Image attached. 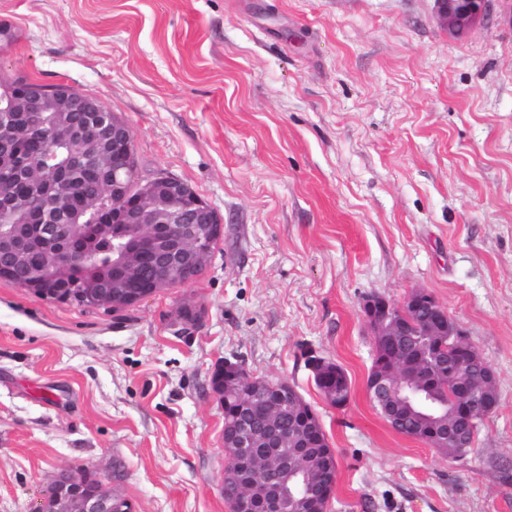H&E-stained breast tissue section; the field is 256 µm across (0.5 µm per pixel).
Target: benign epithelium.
<instances>
[{
    "instance_id": "obj_1",
    "label": "benign epithelium",
    "mask_w": 512,
    "mask_h": 512,
    "mask_svg": "<svg viewBox=\"0 0 512 512\" xmlns=\"http://www.w3.org/2000/svg\"><path fill=\"white\" fill-rule=\"evenodd\" d=\"M493 0H435L436 14L453 37H463L492 10ZM37 108L53 113L55 123L65 128L68 138L78 145L77 158L93 167L108 165L110 156L124 153L130 174L121 179L112 174V212L102 215L98 199L87 203L82 216H103L112 235V277L75 281L59 273L32 271L24 288L50 302L63 300L86 308L118 311L139 303L162 288L187 283L199 276L211 256L216 240L223 235V224L215 210L181 179L159 172L144 179L139 172L133 134L128 125L109 119L98 102L87 96H56L49 104L33 98L29 91L0 95V136L16 142L45 139L44 126H16L9 117L14 112ZM53 157L46 151L41 167L29 176L30 200L38 204L48 196L52 202L34 210L36 224L16 225L0 232V279L11 280L17 269L26 265L30 249L44 252L48 264L58 266L75 258L89 261V254L73 235V213L60 193L62 169L51 166ZM136 224L142 228L139 238L128 241L123 227ZM159 264L161 275L149 292L134 288L141 265L148 260ZM428 309L429 316L421 325L411 314L418 308ZM363 310L375 347L390 344L397 338L424 336L430 350L417 356L402 355L395 366L376 372L368 381V391L375 405L386 412L408 405L430 421L424 440L433 448H441L454 438L458 428L467 423L474 427L483 413L476 411L486 389L494 384L495 373L486 368V376L447 393L437 404L423 399L421 383L416 376L430 378L433 366L440 363L448 373L460 375L470 371L480 360L476 354L461 357L454 349L469 344L465 333L448 317L447 311L429 294L414 292L405 305L397 308L378 296L365 300ZM334 362L312 355L310 367L316 382L328 373L336 376V397L350 393V382L341 367L331 369ZM224 371L250 380L242 394L238 409L243 425L236 430L235 448H225L226 468L239 466L248 470L250 480L240 485L239 495L231 502L249 505L252 512H328L336 471L312 474L303 458L304 432L290 437L277 430L280 417L295 410L288 383L252 379L241 363H224ZM259 415L268 428L261 439L245 425ZM34 512H133L132 503L115 493L107 478L85 466H75L58 473L43 501Z\"/></svg>"
}]
</instances>
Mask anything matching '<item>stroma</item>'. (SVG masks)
I'll return each mask as SVG.
<instances>
[{"label": "stroma", "instance_id": "1", "mask_svg": "<svg viewBox=\"0 0 512 512\" xmlns=\"http://www.w3.org/2000/svg\"><path fill=\"white\" fill-rule=\"evenodd\" d=\"M0 79L125 120L142 176L189 184L224 234L194 280L118 312L0 280V512L60 471L134 512H231L224 361L285 381L337 459L330 512H512V17L448 35L434 0H0ZM430 294L496 376L463 459L395 432L366 389L361 307ZM199 315L182 333L179 312ZM347 373L341 408L307 352Z\"/></svg>", "mask_w": 512, "mask_h": 512}]
</instances>
